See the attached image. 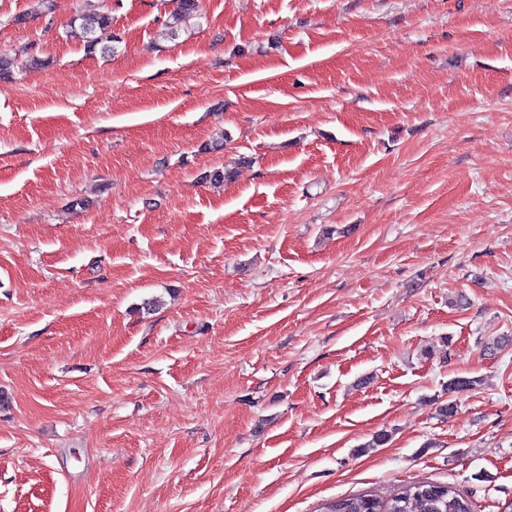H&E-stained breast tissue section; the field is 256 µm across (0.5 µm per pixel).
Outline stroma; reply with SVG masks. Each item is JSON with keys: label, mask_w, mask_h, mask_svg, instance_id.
<instances>
[{"label": "stroma", "mask_w": 512, "mask_h": 512, "mask_svg": "<svg viewBox=\"0 0 512 512\" xmlns=\"http://www.w3.org/2000/svg\"><path fill=\"white\" fill-rule=\"evenodd\" d=\"M176 8L0 0V512H503L512 0ZM78 19L82 21L81 25L86 34L90 35V40L88 41L90 47H95L103 40V34L110 28L112 23L109 15L105 13L80 15ZM472 501L448 484L418 482L401 486L388 497L361 493L336 497L316 512H474Z\"/></svg>", "instance_id": "obj_1"}]
</instances>
